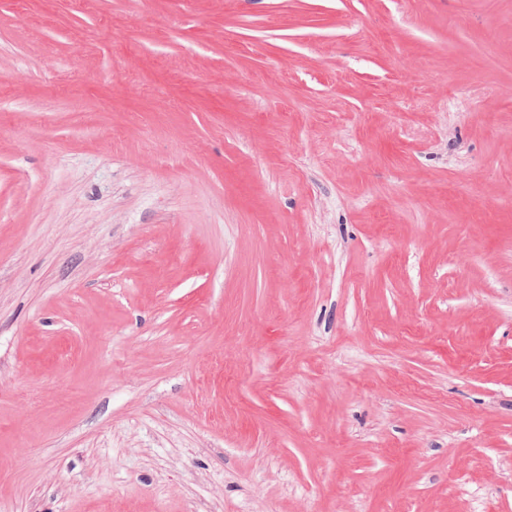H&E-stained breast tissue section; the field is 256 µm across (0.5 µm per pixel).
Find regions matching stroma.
<instances>
[{
    "label": "stroma",
    "mask_w": 512,
    "mask_h": 512,
    "mask_svg": "<svg viewBox=\"0 0 512 512\" xmlns=\"http://www.w3.org/2000/svg\"><path fill=\"white\" fill-rule=\"evenodd\" d=\"M0 512H512V0H0Z\"/></svg>",
    "instance_id": "1"
}]
</instances>
